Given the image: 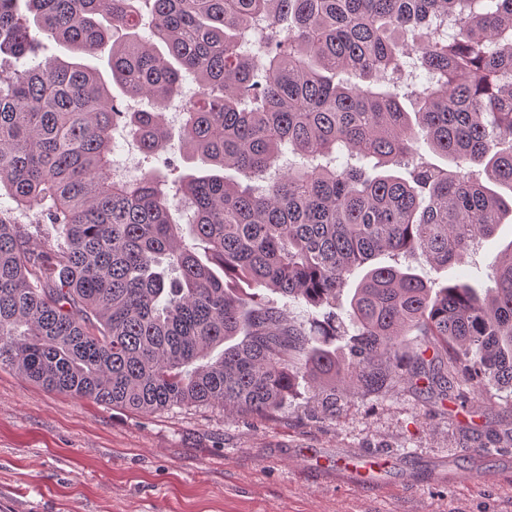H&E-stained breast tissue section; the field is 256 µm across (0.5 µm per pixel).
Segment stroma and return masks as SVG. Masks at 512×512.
I'll use <instances>...</instances> for the list:
<instances>
[{"label": "stroma", "instance_id": "obj_1", "mask_svg": "<svg viewBox=\"0 0 512 512\" xmlns=\"http://www.w3.org/2000/svg\"><path fill=\"white\" fill-rule=\"evenodd\" d=\"M511 244L509 216L448 267L417 254L398 265L483 292ZM454 391L444 401L407 384L340 392L331 417L303 382L270 419L212 406L142 414L2 368L0 512H512V410L466 380ZM340 452L387 462L391 484L342 483L314 467ZM450 471L458 485L437 482Z\"/></svg>", "mask_w": 512, "mask_h": 512}]
</instances>
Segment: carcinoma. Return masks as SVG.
<instances>
[{
	"mask_svg": "<svg viewBox=\"0 0 512 512\" xmlns=\"http://www.w3.org/2000/svg\"><path fill=\"white\" fill-rule=\"evenodd\" d=\"M44 38L107 54L133 104L80 60L18 69ZM1 54L0 187L35 218L0 210V367L145 414L272 417L303 380L332 416L336 390L410 384L431 350L478 393L512 394V248L483 295L370 269L348 355L334 347L358 267L415 252L446 267L512 213L491 188L512 192V0H0ZM409 70L432 81L410 88ZM185 73L189 155L255 184L185 173L171 202L169 133L137 103L182 95ZM121 118L162 163L128 182L105 176ZM286 149L305 162L281 170ZM245 284L318 315L297 323ZM379 264H394L395 265V262L391 259V257H388L387 255L380 256L377 259H375L374 261H372L371 263H369L368 265H365L364 267L357 269L353 273L351 278L349 279L347 286L345 287L344 291L342 292V294L339 297L338 309L336 310V312H338V313H340L342 311L344 312L342 317H343L346 325L349 328L350 334L354 333L353 327L349 325V320L345 315V311L349 309L350 298H351L357 284L359 283V281L361 280L363 275L366 273V271L368 270L370 265H379Z\"/></svg>",
	"mask_w": 512,
	"mask_h": 512,
	"instance_id": "carcinoma-1",
	"label": "carcinoma"
}]
</instances>
